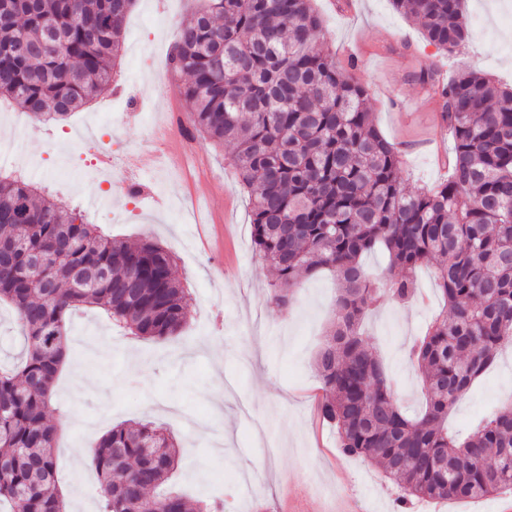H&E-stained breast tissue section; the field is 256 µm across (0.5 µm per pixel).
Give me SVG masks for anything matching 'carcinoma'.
<instances>
[{"label":"carcinoma","instance_id":"obj_1","mask_svg":"<svg viewBox=\"0 0 512 512\" xmlns=\"http://www.w3.org/2000/svg\"><path fill=\"white\" fill-rule=\"evenodd\" d=\"M462 2L392 0L446 52L470 35ZM132 5L0 0V101L40 122L66 120L112 80ZM320 32L311 0H202L168 57L171 72L189 77L187 130L233 144L255 250L277 273V305L324 271L339 281L336 322L316 365L320 413L342 452L380 464L404 505L512 492V402L469 436L448 431V411L512 343V86L476 71L446 82L430 67L414 75L442 101L453 146L448 178L410 190L364 88ZM1 243L0 303L14 309L23 348L19 363L0 366V512H66L60 427L48 413L71 314L95 307L134 336H175L188 321L184 288L174 255L156 240L106 236L78 208L10 175H0ZM377 251L388 258L381 281L362 265ZM423 267L434 269L450 315L412 342L425 407L411 416L360 324L381 299H412ZM178 462L162 429L112 427L90 458L99 512H187L186 498L162 490Z\"/></svg>","mask_w":512,"mask_h":512}]
</instances>
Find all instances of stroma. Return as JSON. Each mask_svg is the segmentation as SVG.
<instances>
[{
	"label": "stroma",
	"mask_w": 512,
	"mask_h": 512,
	"mask_svg": "<svg viewBox=\"0 0 512 512\" xmlns=\"http://www.w3.org/2000/svg\"><path fill=\"white\" fill-rule=\"evenodd\" d=\"M199 0H134L111 82L61 124H39L0 105V157L26 180L77 206L89 222L135 243L152 237L176 257L189 323L177 336L145 340L126 335L101 310L71 322L68 360L54 394L52 419L62 421L59 488L70 512H99V481L81 449L112 426L151 422L176 437L180 466L171 490L196 498L204 491L224 512H270L299 503L307 512H459L455 500L399 506L400 490L380 465L343 456L336 429L315 406L322 384L315 356L336 318L339 285L331 274L303 282L288 309L268 296L272 269L256 254L249 200L238 183L232 145L196 138L192 155L178 139L154 146L157 120L181 112L173 90L184 77L167 69L178 24ZM323 20L320 40L367 92L376 126L402 158L401 177L414 189L447 178L453 145L439 125L442 103L410 76L437 66L443 77L472 69L512 83V28L502 25L512 0H465L469 21L501 45L468 39L448 53L430 45L419 22L391 0H313ZM111 148L112 169L91 168L98 148ZM157 152L156 168L138 173L143 193L114 187L115 174L141 152ZM162 195L166 207L153 209ZM103 205H93V198ZM418 299L383 304L365 322V339L399 385V402L419 408L420 377L407 358L443 303L431 270L416 273ZM512 396V350L474 383L448 417L468 433Z\"/></svg>",
	"instance_id": "obj_1"
}]
</instances>
